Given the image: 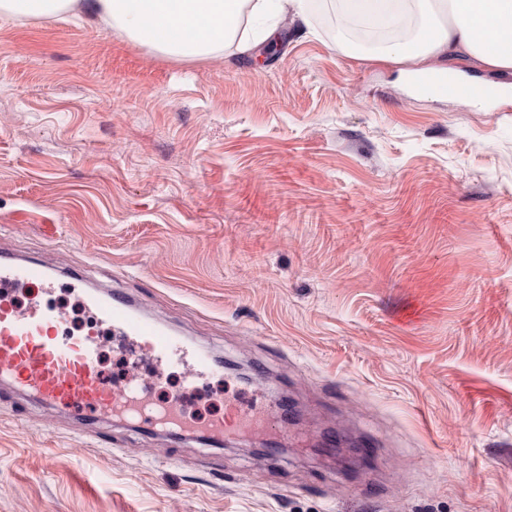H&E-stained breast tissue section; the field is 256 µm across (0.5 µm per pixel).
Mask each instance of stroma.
Returning a JSON list of instances; mask_svg holds the SVG:
<instances>
[{
	"label": "stroma",
	"instance_id": "stroma-1",
	"mask_svg": "<svg viewBox=\"0 0 512 512\" xmlns=\"http://www.w3.org/2000/svg\"><path fill=\"white\" fill-rule=\"evenodd\" d=\"M275 46L176 60L0 19V247L123 288L246 370L214 446L0 399V512H512V101L417 96L317 0Z\"/></svg>",
	"mask_w": 512,
	"mask_h": 512
}]
</instances>
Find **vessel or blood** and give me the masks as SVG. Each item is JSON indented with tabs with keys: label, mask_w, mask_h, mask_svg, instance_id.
Here are the masks:
<instances>
[{
	"label": "vessel or blood",
	"mask_w": 512,
	"mask_h": 512,
	"mask_svg": "<svg viewBox=\"0 0 512 512\" xmlns=\"http://www.w3.org/2000/svg\"><path fill=\"white\" fill-rule=\"evenodd\" d=\"M52 274V267L40 261L0 251V383L48 410L63 409L93 424L121 417L176 439L194 434L220 444L269 426L274 412L261 405L237 406L229 419L200 424L186 418L178 394L157 401L135 377L113 387L97 367L99 340L63 330L65 313L54 303ZM81 302L103 330L125 336L158 366L182 365L185 389H196L214 373L207 351L183 343L120 289L108 288Z\"/></svg>",
	"instance_id": "obj_1"
}]
</instances>
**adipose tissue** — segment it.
I'll use <instances>...</instances> for the list:
<instances>
[{
	"mask_svg": "<svg viewBox=\"0 0 512 512\" xmlns=\"http://www.w3.org/2000/svg\"><path fill=\"white\" fill-rule=\"evenodd\" d=\"M336 42L349 54L404 68L405 75L438 71L440 58L464 56L481 66L512 72V0H333ZM310 0H0V18L64 20L87 13L103 30L176 59L201 60L254 40L275 41L270 17H306ZM416 22L410 37L360 49L354 25L384 28Z\"/></svg>",
	"mask_w": 512,
	"mask_h": 512,
	"instance_id": "adipose-tissue-1",
	"label": "adipose tissue"
}]
</instances>
